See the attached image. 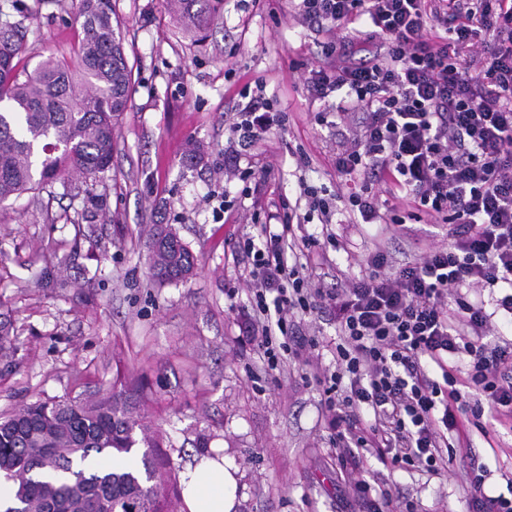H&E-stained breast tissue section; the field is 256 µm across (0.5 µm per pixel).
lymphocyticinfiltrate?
<instances>
[{
	"instance_id": "1",
	"label": "lymphocytic infiltrate",
	"mask_w": 512,
	"mask_h": 512,
	"mask_svg": "<svg viewBox=\"0 0 512 512\" xmlns=\"http://www.w3.org/2000/svg\"><path fill=\"white\" fill-rule=\"evenodd\" d=\"M322 34L321 60L304 66L310 102L336 100L348 138L336 154L348 216L365 224L426 220L448 245L332 288L311 286L288 262L285 231L245 240L254 307L245 331L269 368L309 344L297 320L336 316V368L323 373L324 405L339 458L374 453L392 467L448 470L447 434L461 423L512 417V342H489L494 312L512 320V0H291ZM263 91L241 106L224 148L236 163L282 126ZM500 288L494 312L465 296ZM468 358V391L449 357ZM440 379L430 378L425 363ZM373 414L365 424L361 411Z\"/></svg>"
}]
</instances>
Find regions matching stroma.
Segmentation results:
<instances>
[{
	"instance_id": "obj_1",
	"label": "stroma",
	"mask_w": 512,
	"mask_h": 512,
	"mask_svg": "<svg viewBox=\"0 0 512 512\" xmlns=\"http://www.w3.org/2000/svg\"><path fill=\"white\" fill-rule=\"evenodd\" d=\"M79 0H0L23 22L38 53L72 60L83 37ZM204 38L187 33L167 0H112L133 89L116 131L110 168L93 181L69 179L38 197L0 204V312L15 343L0 352V415L42 399L93 400L110 388L138 391L139 417L163 438L160 454L179 484L195 460L221 453L237 471L234 512H367L352 473L337 460L314 367L334 368L336 322L325 310L303 316L311 349L272 370L244 333L252 294L240 246L259 239L253 212L287 211L299 182L335 195L336 151L344 143L320 123L301 80L316 62L320 35L295 21L288 0H214ZM263 82L286 114L262 147L241 157V181L224 168V146L242 92ZM207 152L186 160L188 140ZM247 199H240L242 188ZM230 191L237 206L216 214ZM175 225L197 259L186 281L158 285L149 274L144 229ZM314 247L297 264L313 284L368 274L376 245L394 265L448 243L443 224H306ZM460 455L487 470L488 494L512 488V423L489 421ZM358 467L378 489L400 493L396 507L467 512L470 481L392 469L362 453Z\"/></svg>"
}]
</instances>
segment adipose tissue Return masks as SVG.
I'll use <instances>...</instances> for the list:
<instances>
[{
    "label": "adipose tissue",
    "instance_id": "adipose-tissue-1",
    "mask_svg": "<svg viewBox=\"0 0 512 512\" xmlns=\"http://www.w3.org/2000/svg\"><path fill=\"white\" fill-rule=\"evenodd\" d=\"M182 498L187 512H233L236 471L222 457L196 459L181 475Z\"/></svg>",
    "mask_w": 512,
    "mask_h": 512
}]
</instances>
